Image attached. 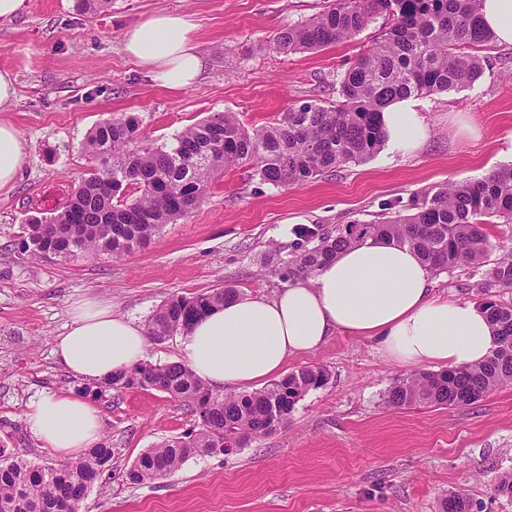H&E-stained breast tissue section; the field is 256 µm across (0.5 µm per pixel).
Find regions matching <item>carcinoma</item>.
Wrapping results in <instances>:
<instances>
[{"label": "carcinoma", "instance_id": "obj_1", "mask_svg": "<svg viewBox=\"0 0 512 512\" xmlns=\"http://www.w3.org/2000/svg\"><path fill=\"white\" fill-rule=\"evenodd\" d=\"M479 6L480 0H331L307 20L281 29L272 43L287 56L323 49L380 23L372 44L341 76L330 106L306 102L252 127L233 112H216L160 145L145 139L136 115L103 120L86 144L100 166L82 178L50 222L22 225V250L44 260L97 253L122 258L148 246L164 225L186 217L218 172L247 165L261 180L290 188L364 161L385 144L381 110L389 100L457 90L482 76L476 49L494 36L483 27ZM412 206L414 213L378 223L354 220L330 232L301 227V244L288 262H280L273 250L264 265L285 281L306 282L340 250L383 239L416 250L431 273L440 274L483 266L499 250L482 283L489 292L480 308L495 336L487 361L465 369L414 371L384 395L390 409L469 406L512 384V304L491 292L512 288V247L492 242L484 230L488 224H512V164L481 180H452L416 192ZM238 297L233 287L173 294L149 317L147 339L160 344L183 335L198 318ZM328 379L325 368L310 365L260 389L226 394L183 363L143 360L103 384L118 392H162L197 417L195 428L137 458L127 476L138 485L174 474L194 455H223L231 444L242 448L281 428L302 397ZM111 462L112 448L102 441L55 465L32 463L1 443L0 512H79ZM470 503L465 494L451 491L439 512H468Z\"/></svg>", "mask_w": 512, "mask_h": 512}]
</instances>
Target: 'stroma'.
Listing matches in <instances>:
<instances>
[{
  "label": "stroma",
  "mask_w": 512,
  "mask_h": 512,
  "mask_svg": "<svg viewBox=\"0 0 512 512\" xmlns=\"http://www.w3.org/2000/svg\"><path fill=\"white\" fill-rule=\"evenodd\" d=\"M327 0H110L82 12L76 0H27L0 22V70L17 97L5 117L21 132L26 158L14 186L0 191V441L38 464L55 463L28 429V403L72 391L97 408L112 466L81 512H439L461 489L482 512H512L495 490L512 471V384L465 408H387L386 389L409 367L392 362L376 339L336 334L319 350L289 359L316 365L323 387L296 404L285 428L228 455L190 457L174 475L146 484L126 472L148 448L192 428L187 406L155 390L122 393L70 375L52 354L73 304L94 301L146 326L173 294L235 286L274 295L282 281L259 260H288L302 226L334 230L404 212L413 193L450 180L479 179L512 163V46L483 49V75L424 97L429 135L405 155L382 148L365 161L301 187L280 188L249 172L216 176L185 218L164 225L144 249L39 261L23 254L22 226L49 216L91 168L84 143L102 120L138 115L150 141L171 140L213 112L261 125L305 102L336 97L369 32L325 49L284 56L271 39L322 10ZM185 13L205 58L199 81L168 89L123 50L124 31L158 11ZM480 272L435 276L440 293L480 303Z\"/></svg>",
  "instance_id": "1"
}]
</instances>
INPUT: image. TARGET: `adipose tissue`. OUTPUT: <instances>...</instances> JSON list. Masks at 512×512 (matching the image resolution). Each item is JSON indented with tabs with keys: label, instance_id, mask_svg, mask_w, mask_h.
Returning a JSON list of instances; mask_svg holds the SVG:
<instances>
[{
	"label": "adipose tissue",
	"instance_id": "obj_1",
	"mask_svg": "<svg viewBox=\"0 0 512 512\" xmlns=\"http://www.w3.org/2000/svg\"><path fill=\"white\" fill-rule=\"evenodd\" d=\"M195 30L188 15L160 11L125 30L123 49L161 85L180 90L204 67ZM422 107L411 95L383 108L389 146L405 154L421 147L428 133ZM24 157L19 131L0 120V189L13 186ZM339 331L379 337L390 360L409 366L470 367L494 347L476 305L435 294L415 252L377 240L342 251L310 283L288 284L271 297H242L199 318L181 341V358L210 385L240 389L265 383L289 357L320 348ZM147 345L143 328L85 301L72 308L53 354L72 375L100 381L144 359ZM26 421L42 446L64 460L102 437L96 409L70 392L32 400Z\"/></svg>",
	"mask_w": 512,
	"mask_h": 512
}]
</instances>
